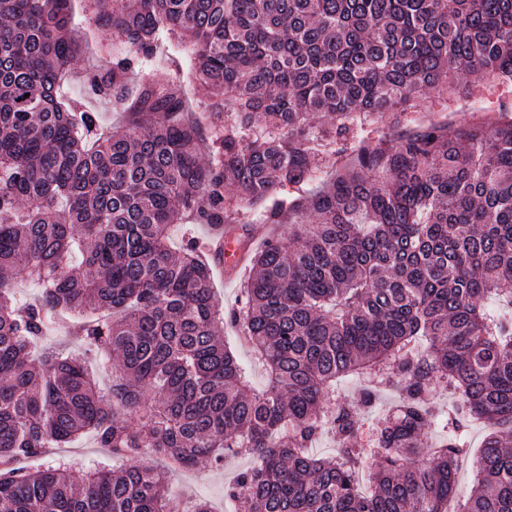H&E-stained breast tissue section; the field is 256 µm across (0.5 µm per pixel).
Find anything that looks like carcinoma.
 Listing matches in <instances>:
<instances>
[{"mask_svg": "<svg viewBox=\"0 0 512 512\" xmlns=\"http://www.w3.org/2000/svg\"><path fill=\"white\" fill-rule=\"evenodd\" d=\"M73 2L0 0V512H211L123 466L146 448L180 471L258 456L224 486L249 512H512V315L486 307H512V106L369 137L371 117L397 124L428 91L511 85L512 0H87L140 63L192 47L198 87L220 98L207 162L179 90L129 92V61L88 82L125 129L62 97L82 46ZM247 212L296 230L253 249ZM190 219L241 224L251 272L232 309L196 241L168 246ZM17 267L39 302H16ZM58 311L78 316L110 391L82 361L33 356ZM347 378L364 382L356 404L336 401ZM438 388L456 409L436 443ZM387 389L362 448L358 410ZM469 424L487 434L464 495ZM325 430L338 451L316 459ZM85 433L112 467L82 484L65 463L23 466Z\"/></svg>", "mask_w": 512, "mask_h": 512, "instance_id": "obj_1", "label": "carcinoma"}]
</instances>
